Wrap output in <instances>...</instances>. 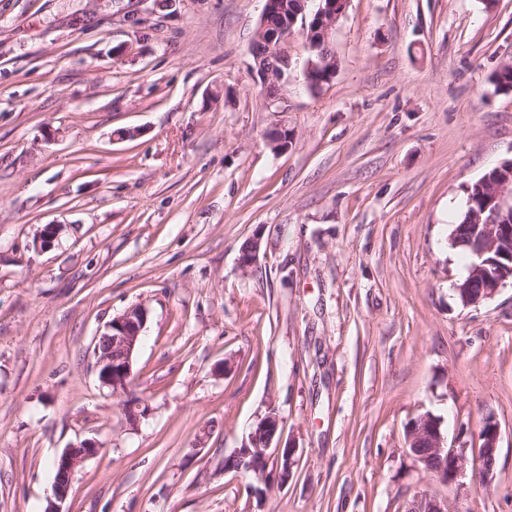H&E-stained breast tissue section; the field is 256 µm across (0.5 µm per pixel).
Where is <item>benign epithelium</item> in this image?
Wrapping results in <instances>:
<instances>
[{"label": "benign epithelium", "instance_id": "7a95c632", "mask_svg": "<svg viewBox=\"0 0 512 512\" xmlns=\"http://www.w3.org/2000/svg\"><path fill=\"white\" fill-rule=\"evenodd\" d=\"M349 0H296L299 9L292 14L286 10V0H265L260 18L255 48L265 55L281 61H291L290 44L295 28L306 34L309 50L322 51L321 61L307 58L305 75L328 63L331 55L330 41L336 19L346 12ZM281 17L279 27L269 30L267 18ZM262 90L275 95L282 83L283 73L270 68H255ZM481 191L478 199L468 200V210L462 226L450 233L449 241L456 246L469 249L470 262L467 276L455 283L454 291L465 307L477 306L494 297L507 281H512V159L496 167L495 178L485 176L477 182ZM146 322V311L139 305L132 306L114 317L106 332L94 343V368L102 385L120 394L128 390L132 375V358L138 348ZM276 415L263 418L250 433L248 443L234 450L235 455L248 471L258 473L260 480L267 481L269 475L278 478V484L288 481L297 462L298 449L273 444L278 430ZM501 437L500 424L489 415L480 432L482 444L478 448L482 467L467 474L465 449L448 445L441 429L440 417L426 412L416 417L407 429L405 452L421 465L426 458L416 452V442L428 439L430 453L448 463V468L436 471L437 477L448 487L457 491L464 489L466 479H478L484 483L494 477L496 454ZM102 446L95 441H86L78 446L64 449L54 459L56 478L53 482L54 499L48 502L45 512H62L59 502L68 496L71 478L75 470L87 459L100 454ZM274 463L273 473L260 472V464ZM405 512H451L448 500L428 493L417 495Z\"/></svg>", "mask_w": 512, "mask_h": 512}]
</instances>
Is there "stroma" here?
<instances>
[{"label": "stroma", "mask_w": 512, "mask_h": 512, "mask_svg": "<svg viewBox=\"0 0 512 512\" xmlns=\"http://www.w3.org/2000/svg\"><path fill=\"white\" fill-rule=\"evenodd\" d=\"M264 6L0 0V512H44L87 440L63 512H405L450 497L404 451L426 412L471 472L496 417L494 480L452 505L512 512V284L463 306L448 242L512 159V0H350L332 81L298 34L273 100ZM133 305L116 395L93 348ZM270 414L300 459L258 498L224 459ZM102 450V446L96 441H85L78 446L65 448L55 457L56 478L53 482V496L56 501L51 499L45 512H63L57 501L62 502L68 496L73 473L87 459L100 454ZM448 499H440L428 493L417 495L405 512H451Z\"/></svg>", "instance_id": "35a3bbf8"}]
</instances>
